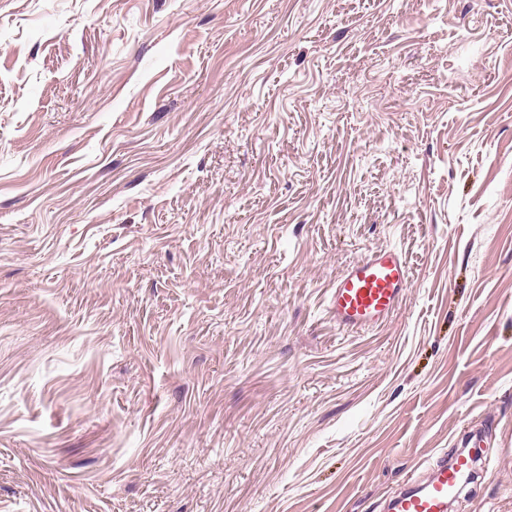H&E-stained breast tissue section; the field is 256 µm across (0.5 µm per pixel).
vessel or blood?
<instances>
[{"label":"vessel or blood","mask_w":512,"mask_h":512,"mask_svg":"<svg viewBox=\"0 0 512 512\" xmlns=\"http://www.w3.org/2000/svg\"><path fill=\"white\" fill-rule=\"evenodd\" d=\"M409 271L402 253L380 249L352 264L336 279L327 309L347 329H368L386 321L401 304L409 286ZM471 454L436 463L429 477L409 486L390 502L388 512H448L449 502L473 471Z\"/></svg>","instance_id":"obj_1"}]
</instances>
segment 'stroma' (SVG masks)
<instances>
[{
  "instance_id": "35a3bbf8",
  "label": "stroma",
  "mask_w": 512,
  "mask_h": 512,
  "mask_svg": "<svg viewBox=\"0 0 512 512\" xmlns=\"http://www.w3.org/2000/svg\"><path fill=\"white\" fill-rule=\"evenodd\" d=\"M468 432L512 512V0H0V512H384ZM409 271L402 253L380 249L336 278L327 309L347 329H368L386 321L403 301Z\"/></svg>"
}]
</instances>
